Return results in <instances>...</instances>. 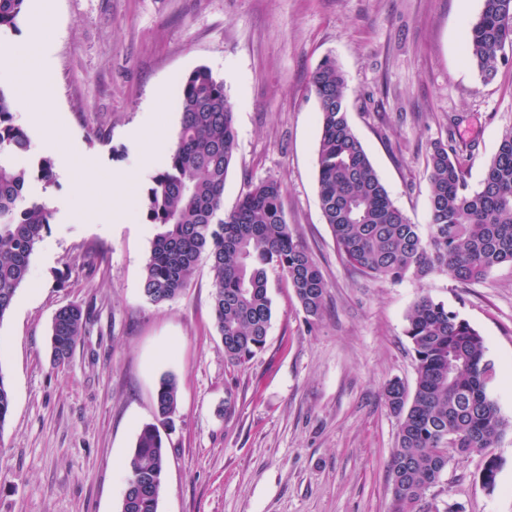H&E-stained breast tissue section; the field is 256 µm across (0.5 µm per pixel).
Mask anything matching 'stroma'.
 Instances as JSON below:
<instances>
[{
	"instance_id": "35a3bbf8",
	"label": "stroma",
	"mask_w": 512,
	"mask_h": 512,
	"mask_svg": "<svg viewBox=\"0 0 512 512\" xmlns=\"http://www.w3.org/2000/svg\"><path fill=\"white\" fill-rule=\"evenodd\" d=\"M45 3L42 60L58 120L29 129L26 160L67 154L73 168L53 185L30 183L53 217L0 319V374L13 393L0 428V512H120L127 460L155 420L166 374L179 399L164 433L158 512H389L398 420L384 387L415 386L406 315L425 293L480 332L497 370L493 395L512 421V266L471 284L365 277L337 250L316 178L310 79L330 59L347 77L358 138L414 223L428 221L433 142L471 144L468 179L479 185L512 126V59L484 84L467 57L481 0H27L15 29L0 34V90L9 95L30 64L24 48ZM200 66L223 80L234 105L225 209L251 183L280 181L285 219L329 284L325 311L311 320L287 278L270 271L267 342L241 366L224 358L208 262L179 298L145 299L155 233L140 208L148 182L132 180L119 202L103 192L87 205L78 192L83 161L104 184L134 173V129L160 131L165 148L175 141L172 96ZM69 304L90 316L57 365L48 332ZM494 453L495 490L480 481L483 455L456 454L426 502L439 512H512V431Z\"/></svg>"
}]
</instances>
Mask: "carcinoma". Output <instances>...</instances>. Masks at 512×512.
I'll return each mask as SVG.
<instances>
[{"instance_id":"obj_1","label":"carcinoma","mask_w":512,"mask_h":512,"mask_svg":"<svg viewBox=\"0 0 512 512\" xmlns=\"http://www.w3.org/2000/svg\"><path fill=\"white\" fill-rule=\"evenodd\" d=\"M27 0H0V32L15 26ZM468 54L482 83L493 81L512 51V0H482L467 32ZM320 139L317 186L325 223L345 262L374 279L423 282L444 274L461 283L481 282L512 265V128L503 132L478 188L468 182V157L453 143L432 144L427 161L429 218L415 224L391 198L348 116L346 75L331 60L313 73ZM182 112L168 166L153 177L142 200L157 227L143 275V295L160 304L178 298L198 263H210L215 327L224 357L243 365L266 345L272 320L268 271L288 279L305 314L322 316L328 283L316 260L293 235L282 210V184L251 185L224 212V183L237 136L224 82L207 67L193 70L179 87ZM14 99L0 89V320L27 279L31 257L48 231L52 210L26 198L31 169L18 160L31 150L14 121ZM38 178L55 183L54 163L41 157ZM85 326L81 306L57 311L50 330L53 362L72 356ZM405 334L416 362L410 391L390 381L384 395L398 419L389 461L395 512H430L426 491L447 469L451 453L497 447L512 426L501 415L491 385L494 362L483 337L456 311L421 295L406 315ZM12 390L0 373V429L10 416ZM178 406L169 376L156 392L158 423L140 428L128 460L130 473L121 512H158L166 453L160 427ZM499 464L486 455L481 478L496 486Z\"/></svg>"}]
</instances>
